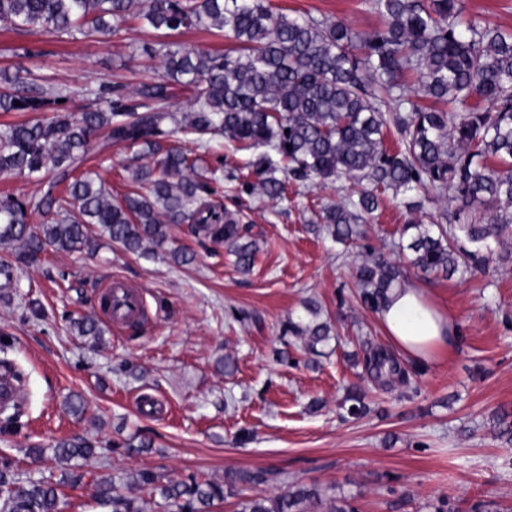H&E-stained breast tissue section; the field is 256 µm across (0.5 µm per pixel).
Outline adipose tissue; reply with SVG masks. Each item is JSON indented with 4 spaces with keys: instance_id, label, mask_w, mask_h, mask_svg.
Returning a JSON list of instances; mask_svg holds the SVG:
<instances>
[{
    "instance_id": "1",
    "label": "adipose tissue",
    "mask_w": 512,
    "mask_h": 512,
    "mask_svg": "<svg viewBox=\"0 0 512 512\" xmlns=\"http://www.w3.org/2000/svg\"><path fill=\"white\" fill-rule=\"evenodd\" d=\"M379 318L392 345L421 360L440 359L459 334L447 308L418 287L395 289Z\"/></svg>"
}]
</instances>
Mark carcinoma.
<instances>
[{
	"label": "carcinoma",
	"instance_id": "1",
	"mask_svg": "<svg viewBox=\"0 0 512 512\" xmlns=\"http://www.w3.org/2000/svg\"><path fill=\"white\" fill-rule=\"evenodd\" d=\"M384 27L358 33L340 19L290 17L265 0H0V22L15 32L60 38L109 37L137 20L164 35L183 28L218 30L240 45L212 52L173 41L143 47L162 62L157 76L134 84H101L67 92L40 83L28 67L0 70V112H49L51 116L0 128V175L34 179L39 194L0 198V262L9 286L14 270L57 252L90 249V225L132 253H146L186 224L198 236L222 243L248 272L258 251L244 240L242 214L216 198L199 168L200 158L162 143L177 133L222 136L252 151L247 167L255 180L243 191L281 200L285 180L330 184L343 193L309 220L348 245L361 236L385 194L404 195L408 213L400 246L403 261L370 256L355 270L360 300L378 311L401 287L403 265L425 274L465 275L490 263L488 240L512 239V32L489 16L470 14L465 0H370ZM189 92L182 116L171 110L178 92ZM477 96L492 111L448 106ZM80 97L74 114L64 102ZM19 105H14V102ZM399 147L385 146L388 133ZM135 149V189L117 199L88 167L95 147ZM454 206L423 221L424 201ZM49 214L29 225L31 212ZM77 335L99 343L104 329L94 314L72 321ZM308 347L330 337L326 322H289ZM364 374L386 390L410 384L406 367L376 346L362 359ZM347 413L369 410L361 389H347ZM497 436L512 442V412L494 420ZM85 438L48 446L60 464L57 480L23 479L0 457V512H62L61 488L75 489L87 472L80 462L96 453ZM249 470L225 480L190 477L171 483L152 470L119 482L108 472L92 474L95 500L112 512H212L239 487L258 484ZM149 490V500L124 495L122 486ZM240 512H355L346 498L325 500L316 485L295 484L273 496L239 503Z\"/></svg>",
	"mask_w": 512,
	"mask_h": 512
}]
</instances>
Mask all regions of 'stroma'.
Returning a JSON list of instances; mask_svg holds the SVG:
<instances>
[{"label": "stroma", "instance_id": "obj_1", "mask_svg": "<svg viewBox=\"0 0 512 512\" xmlns=\"http://www.w3.org/2000/svg\"><path fill=\"white\" fill-rule=\"evenodd\" d=\"M268 3L291 16L337 18L358 33L385 24L369 0ZM157 38L135 21L105 40L46 38L33 67L59 90L136 83L161 69L141 52ZM249 156L220 139L204 153L225 206L242 210L258 242L250 272L184 224L153 254L127 252L99 235L93 252L49 249L16 271L11 299L0 298V348L23 375L25 399L16 419H0V456L23 475L47 477L57 465L34 446L84 437L100 446L89 471L118 479L142 469L174 481L262 473V483L241 487L218 512L297 482L350 498L358 512H434L444 498L459 512L479 501L488 512L512 504V443L494 428L497 411L512 408V242L492 243L486 271L465 279L408 271L406 284L447 306L459 337L440 361L404 356L411 386L387 392L366 383L371 410L353 418L342 406L345 386L359 374L348 357L361 354L364 342H387L378 315L356 296L353 272L371 252L392 251L406 212L387 200L364 240L338 253L307 223L309 208L338 201L335 187L292 184L276 203L230 190L227 174ZM170 248L192 252L193 262L174 263ZM114 278L138 287L149 315L139 330L110 327L89 346L70 320L96 311L101 287ZM32 299L44 317L30 314ZM310 300L339 336L318 354L287 331L289 322L310 321ZM283 350L290 362L280 360ZM72 394L83 396V414L66 409ZM133 436L152 448L124 453L119 442Z\"/></svg>", "mask_w": 512, "mask_h": 512}]
</instances>
